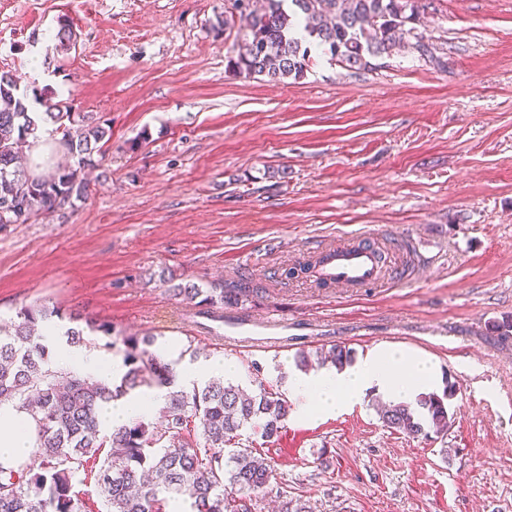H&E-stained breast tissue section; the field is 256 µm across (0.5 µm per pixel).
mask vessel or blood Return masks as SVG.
Listing matches in <instances>:
<instances>
[{
  "label": "vessel or blood",
  "mask_w": 512,
  "mask_h": 512,
  "mask_svg": "<svg viewBox=\"0 0 512 512\" xmlns=\"http://www.w3.org/2000/svg\"><path fill=\"white\" fill-rule=\"evenodd\" d=\"M391 237L359 232L318 244L317 262L311 268L314 281L330 287L396 288L412 282L408 251L393 253Z\"/></svg>",
  "instance_id": "obj_1"
}]
</instances>
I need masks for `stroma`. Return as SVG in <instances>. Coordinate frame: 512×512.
<instances>
[{"instance_id":"stroma-1","label":"stroma","mask_w":512,"mask_h":512,"mask_svg":"<svg viewBox=\"0 0 512 512\" xmlns=\"http://www.w3.org/2000/svg\"><path fill=\"white\" fill-rule=\"evenodd\" d=\"M228 6L0 0V70L28 76L40 51L45 98L112 122L83 198L0 226V320L41 303L65 328L109 322L116 343L190 339L198 354L179 366L201 381L210 360L234 359L283 394L302 351L421 350L455 386L445 434L384 426L370 392L338 415L288 418L271 440L244 431L242 445L313 512H512V338L493 330L512 321V0H430L441 65L396 50L350 73L324 55L279 82L229 72ZM372 230L423 245L407 287L354 295L285 278L315 240ZM241 277L256 294L219 318L169 292ZM272 310L287 348L223 344Z\"/></svg>"}]
</instances>
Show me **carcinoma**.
Listing matches in <instances>:
<instances>
[{
  "label": "carcinoma",
  "instance_id": "carcinoma-1",
  "mask_svg": "<svg viewBox=\"0 0 512 512\" xmlns=\"http://www.w3.org/2000/svg\"><path fill=\"white\" fill-rule=\"evenodd\" d=\"M233 0L224 27L240 25L245 33L228 68L246 78L270 82L304 78L310 44L315 41L343 69L356 73L374 69L373 60L407 48L436 66L438 46L420 29L421 0ZM303 25L306 36H294ZM44 108L52 135L68 161L49 175H35L18 165L19 152L37 138L32 106ZM110 133L108 120L91 112L73 111L72 102L51 103L37 89L22 85L12 71H0V225L44 219L84 197V168ZM177 298L198 306L222 308L238 304L255 291L245 278L170 288ZM61 318L59 309L23 305L6 328H0V405L24 411L37 426L38 467L0 462V512H89L76 484L90 459L102 458L94 475L104 512H167L168 501L186 495L189 512H252V502L266 496L274 467L255 448H239L243 428L262 421V437L280 432L291 405L279 392L257 382L259 392H246L222 378L185 388L176 383L173 364L162 360L153 334L126 336L119 350L126 372L120 383L96 380L74 366L51 360L49 337L38 325ZM86 328L63 333L71 347L87 346L84 330L104 337L112 327L96 319ZM343 366L351 351L333 345L327 351L301 352L297 366ZM167 388L157 426L145 415L102 433L98 410L114 398L142 388ZM453 383L443 394L419 397L417 407L388 404L379 409L385 426L417 437L448 429ZM277 512H312L303 496L276 489Z\"/></svg>",
  "mask_w": 512,
  "mask_h": 512
}]
</instances>
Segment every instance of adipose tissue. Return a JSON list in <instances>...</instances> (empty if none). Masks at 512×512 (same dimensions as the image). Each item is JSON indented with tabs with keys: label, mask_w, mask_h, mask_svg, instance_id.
<instances>
[{
	"label": "adipose tissue",
	"mask_w": 512,
	"mask_h": 512,
	"mask_svg": "<svg viewBox=\"0 0 512 512\" xmlns=\"http://www.w3.org/2000/svg\"><path fill=\"white\" fill-rule=\"evenodd\" d=\"M291 386L296 400L294 415L306 419L343 413L359 405L372 389L388 401L413 404L419 396L439 391L443 375L439 364L428 354L387 345L376 347L364 358L341 368L295 371ZM165 395V389L152 388L114 398L102 405L99 418L111 427L124 425L144 410L157 409ZM35 450L33 420L15 408H1L0 462H25Z\"/></svg>",
	"instance_id": "obj_1"
}]
</instances>
